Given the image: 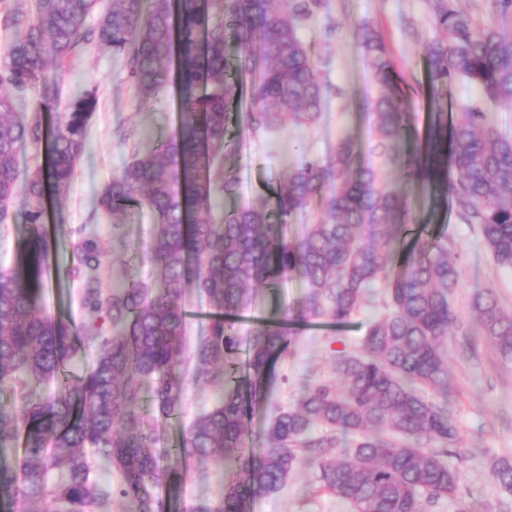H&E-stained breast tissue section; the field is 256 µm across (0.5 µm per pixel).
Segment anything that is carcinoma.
Returning a JSON list of instances; mask_svg holds the SVG:
<instances>
[{
    "label": "carcinoma",
    "instance_id": "obj_1",
    "mask_svg": "<svg viewBox=\"0 0 512 512\" xmlns=\"http://www.w3.org/2000/svg\"><path fill=\"white\" fill-rule=\"evenodd\" d=\"M0 0L5 28L21 30L6 48L0 69V223L19 207L28 229L25 252L0 270V386H10L19 407L0 406V447L24 441L15 463H0V496L10 512H101L119 497L132 512H164L159 489L178 493L186 461H226L240 477L215 502L193 512H252L259 494L280 490L299 462L298 452L319 472L322 488L352 512H425L427 503L459 496L467 450L448 407L426 400L419 387L448 395V337L457 314L450 296L459 284L452 239L419 222L412 202L382 181L373 164L355 165V145L344 136L325 159L300 152L274 202L247 203L212 224L216 190L236 193L235 174L222 183L212 169L232 154L231 124L268 133L288 114L298 126L315 124L330 88L323 81L300 27L321 0H112L94 27L86 18L98 0H37L36 19ZM434 36L426 44L435 87L456 81L474 85L479 101L452 117L439 112L425 138L413 131L408 100L383 35L360 25L355 44L367 60L378 94L370 103L377 141L371 153L411 183L433 188L438 209L453 205L461 223L477 229L496 263L512 268V137L495 112L512 107V43L497 25H479L453 0H430ZM97 42L127 59L143 100L168 89L179 92L183 111L171 137L138 154L107 184L99 205L125 214L145 204L158 219L150 247L158 285L130 278L112 293L88 275L81 331L42 305L44 273L52 243L44 227L50 205L67 195L77 160L87 149L85 129L96 92L61 108L67 63L79 48ZM236 50L234 66L226 48ZM56 77L46 83V55ZM251 74L250 104L236 115L228 106ZM37 93L42 114L27 121L3 93ZM43 143L45 165L20 177L19 148ZM415 142L410 150L401 146ZM313 208L321 213L299 234L289 227ZM97 241L77 247L79 262L96 269ZM306 292L279 317L262 323L249 347L248 373L235 357L237 339L228 317L247 308L254 290L283 278ZM384 290L385 313L369 323L361 353L336 355L340 382L310 385L296 406L280 412L264 433L265 447H248L246 420L275 364L290 345L288 325L323 322L342 327L366 297ZM207 302V334L190 349L182 306L187 291ZM479 337L501 363L512 364V314L483 288L472 297ZM116 327L102 335L100 319ZM101 338L85 373L67 366L89 341ZM214 385L222 395L184 435L180 460L165 467L151 448L154 430L141 411L144 389L157 409L181 410L186 380ZM58 382L45 399L30 381ZM357 437L351 448L339 436ZM434 441L440 448H427ZM107 460L121 475L118 487L101 481L93 459ZM457 459L452 465L448 459ZM512 492V462L492 469Z\"/></svg>",
    "mask_w": 512,
    "mask_h": 512
}]
</instances>
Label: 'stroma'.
<instances>
[{
    "label": "stroma",
    "instance_id": "stroma-1",
    "mask_svg": "<svg viewBox=\"0 0 512 512\" xmlns=\"http://www.w3.org/2000/svg\"><path fill=\"white\" fill-rule=\"evenodd\" d=\"M362 22L384 31L402 77L412 123L418 131L426 130L425 47L434 33L429 0H322L321 8L299 30L301 40L313 48L317 67L331 88L320 121L305 128L285 119L271 133L238 136V147L227 161L237 175V191L231 198L220 191L213 195L210 220L222 222L226 209L270 198L272 189L295 168L298 147L325 158L333 153L338 138L348 135L360 152H367L375 138L368 103L376 91L369 84L368 64L354 42V29ZM86 89L96 91L98 105L86 127L87 150L76 164L62 201L63 222L55 228L59 243L42 298L49 312L77 324L86 318L78 301L83 281L76 259V247L83 239H96L102 249L99 274L105 290L119 287L132 276L153 281L148 249L157 222L155 214L143 206L125 216H109L99 208L98 196L136 153L166 141L180 118L177 96L165 94L143 101L123 57L95 43L85 45L71 59L65 102H73ZM433 222L453 240L460 280L451 304L464 325L472 330L477 327L470 301L482 288L494 289L503 310L512 313V270L495 263L478 232L460 223L455 208L436 212ZM304 292L300 282L284 281L236 315L240 351H247L258 321L277 318L282 305L296 302ZM381 311L380 296L372 295L343 328L306 326L294 330L287 352L276 364L275 380L249 421L253 436H260L279 411L295 406L308 385L334 379L337 352H356L369 322ZM461 341L458 335L448 340V407L460 444L470 454L461 465L463 482L458 498L439 499L427 512H459L464 501L480 502L487 512H512V494L500 488L491 471L495 460L512 459V365H502L486 343L477 352H461ZM217 397V388L187 382L180 415L155 421L156 451L177 445L182 430L211 409ZM236 478L235 470L218 461L190 463L180 503L189 510L197 503L217 500ZM253 512H351V508L321 488L315 467L303 464L278 492L256 497Z\"/></svg>",
    "mask_w": 512,
    "mask_h": 512
}]
</instances>
